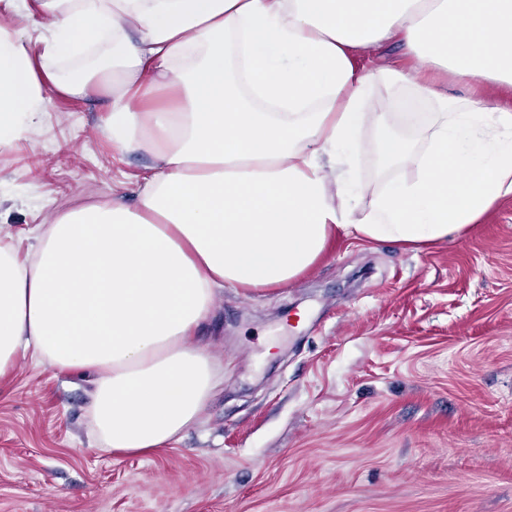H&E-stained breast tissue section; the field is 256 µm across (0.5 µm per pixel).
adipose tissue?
<instances>
[{
	"instance_id": "adipose-tissue-1",
	"label": "adipose tissue",
	"mask_w": 512,
	"mask_h": 512,
	"mask_svg": "<svg viewBox=\"0 0 512 512\" xmlns=\"http://www.w3.org/2000/svg\"><path fill=\"white\" fill-rule=\"evenodd\" d=\"M0 25V150L52 94L104 95L102 131L152 155L134 197L0 241V381L87 379L99 448L151 455L224 381L201 337L227 288H282L344 235L420 251L512 195V0H34ZM393 44L398 61L361 52ZM465 85L452 97L448 86ZM401 91L378 110L376 87ZM170 93L168 105L142 100ZM427 106L426 120L404 111ZM390 176L355 202L363 153ZM412 169L393 177L392 169Z\"/></svg>"
}]
</instances>
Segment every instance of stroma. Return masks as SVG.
I'll return each mask as SVG.
<instances>
[{"label": "stroma", "instance_id": "stroma-1", "mask_svg": "<svg viewBox=\"0 0 512 512\" xmlns=\"http://www.w3.org/2000/svg\"><path fill=\"white\" fill-rule=\"evenodd\" d=\"M54 95L0 151V231L136 189L154 165ZM224 384L148 457L88 430L91 386L21 363L0 383V512H512V196L421 251L332 242L293 284L225 290L202 331Z\"/></svg>", "mask_w": 512, "mask_h": 512}]
</instances>
